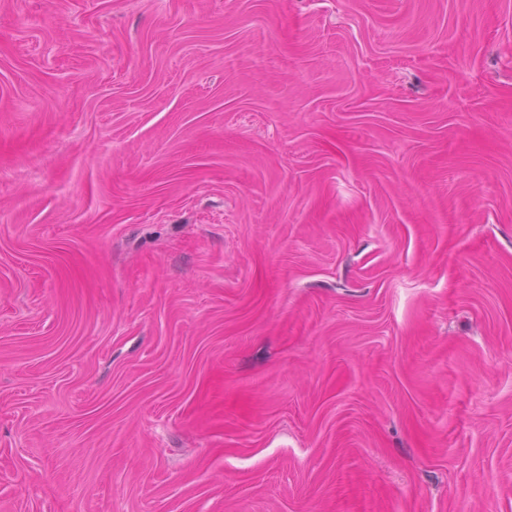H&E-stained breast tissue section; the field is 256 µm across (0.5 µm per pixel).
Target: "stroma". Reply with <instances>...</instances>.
I'll return each instance as SVG.
<instances>
[{
    "instance_id": "obj_1",
    "label": "stroma",
    "mask_w": 512,
    "mask_h": 512,
    "mask_svg": "<svg viewBox=\"0 0 512 512\" xmlns=\"http://www.w3.org/2000/svg\"><path fill=\"white\" fill-rule=\"evenodd\" d=\"M0 512H512V0H0Z\"/></svg>"
}]
</instances>
